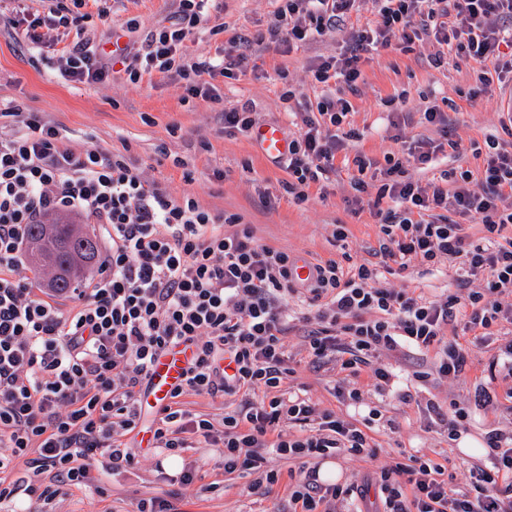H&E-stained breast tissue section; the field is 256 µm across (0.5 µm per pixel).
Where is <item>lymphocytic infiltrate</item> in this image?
<instances>
[{"instance_id":"1","label":"lymphocytic infiltrate","mask_w":512,"mask_h":512,"mask_svg":"<svg viewBox=\"0 0 512 512\" xmlns=\"http://www.w3.org/2000/svg\"><path fill=\"white\" fill-rule=\"evenodd\" d=\"M83 0H51L48 15L24 16L25 37L40 47L41 29L53 23L73 30L63 55L48 67L69 82H107L111 62H120L131 83L158 72L176 74L189 94L212 97L203 75L233 78L247 71L254 40L233 32L221 62L194 61L186 48L208 20L209 0H179L166 26L148 31L139 47L112 53L84 36ZM361 0H280L266 40L287 47L345 26ZM375 17L353 31L340 56L311 67L315 83L334 87L336 97L306 104L302 124L288 137L281 163L282 186L295 201L311 186L326 190L336 155L360 140L344 129L366 54L432 40L430 62L440 68L456 56L477 64L482 85L512 72V0H373ZM9 130L0 129V502L17 492L34 498L37 512L67 490L87 485L91 464L104 459L121 472L135 463L125 441L140 421L139 396L150 366L166 348L186 346L191 358L184 381L156 413L154 445L174 454L201 444L224 451L225 473L248 476L250 492L283 482L266 468L265 452L288 460L329 453L375 459L366 429L319 409L291 374L284 339L291 329L288 299L306 304L311 325L305 350L310 365L341 374L337 398L360 402L357 386L370 370L378 394L395 389L384 353L433 354L439 378L458 377L470 348L448 340L459 324L474 339L512 325V141L489 139L480 175L460 171L426 184L410 167L433 164L438 155L459 154L448 137V117L423 113L437 138L414 141L385 156L383 167L355 152L352 206H361L366 173L377 170L372 202L379 219L374 262L340 259L313 263L307 279L292 275L297 259L283 248L260 243L253 225L236 214L211 211L191 196H172L120 153L75 152L58 126L36 112L15 111ZM62 212L83 214L99 224L105 247L101 273L76 292L70 309L37 296L20 276L25 229ZM480 221L472 240L466 224ZM430 267L449 264L460 276L455 292L429 300L406 288L383 285L390 264ZM188 395L225 399L215 418L185 409ZM487 464L472 466L468 486L455 489L444 468L425 455L378 466L344 485L319 483L317 469L300 470L288 484V512H362L376 489L379 512H512V435L489 433ZM27 470L14 476L18 460Z\"/></svg>"}]
</instances>
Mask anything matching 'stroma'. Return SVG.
<instances>
[{"mask_svg":"<svg viewBox=\"0 0 512 512\" xmlns=\"http://www.w3.org/2000/svg\"><path fill=\"white\" fill-rule=\"evenodd\" d=\"M40 0H0V110L17 107L38 112L65 128L75 152L96 148L118 150L129 145L132 158L141 170L158 180L176 197L190 193L209 209L240 214L253 224L261 243L284 248L314 262L340 258L332 231L335 225L350 230L349 252L353 261L369 258L376 246L379 226L370 210L352 212L348 203L353 191L347 171H340L327 197L311 188L307 202L297 203L283 191L284 171L266 155L253 136L227 134L221 113L225 107L252 101L263 123L283 131L294 130L301 117L297 102L282 97L285 85H292L305 99H322L321 86L312 84L310 68L319 59L339 55L350 36L342 28L319 36L310 44L294 49L271 45L253 54L245 76L211 78L214 100L204 101L187 93L185 83L173 74H153L139 83L118 77L101 85L64 81L44 64V56H58L70 43L62 29L51 30L41 50L29 49L16 24L24 12L39 9ZM277 0H216L205 26L189 44L193 59L223 56L228 32L246 29L257 34L274 18ZM176 0H85L80 11L86 14V35L93 42L108 41L112 33H127L129 27L145 32L167 25L177 9ZM435 48L418 41L410 50L398 43L380 49L362 66L359 91L350 96L347 116L362 134L358 149L376 161L398 151L402 142L435 137L433 127L423 123L421 114L434 107L448 115L450 136L461 144V154L448 158L435 169H411L413 179L427 182L442 170L466 168L479 172L482 161L474 157V147H485L488 137L512 139L503 129L500 113L504 99L512 94V82L481 87L476 65L453 58L447 67L432 68L428 59ZM408 113L401 128H392L391 109ZM269 191L272 207L258 200V189ZM456 270L441 267L429 270L414 265L386 277L389 286L409 288L435 300L453 290ZM506 336H494L477 344L465 373L448 381H418L414 375L430 369L432 356L402 358L380 355L395 374L398 385H413L416 399L404 403L389 395H379L369 374L358 385L363 391L360 404L339 403L333 394L337 373L311 371L305 360L302 338L291 331L287 338L290 365L294 372L288 383L305 387L319 408L335 410L345 419H362L370 408H378L382 418L373 434L382 451L379 463L390 462L391 448L417 450L444 464L453 485L464 486L471 466L483 463V456L464 453L459 442L421 408L423 401L436 398L465 407L469 413L467 438L484 442L494 429L512 431V401L481 408L474 404L477 387L487 384L490 365L496 360ZM132 470L113 473L102 463L91 469L93 482L87 488L69 490L58 501L55 512H134L139 499L159 496L173 502L178 512H283L288 506V485H275L268 493L251 494L247 480L224 471V457L218 448H188L175 458V467L156 466L154 449L139 447ZM200 466V476L183 485L178 477L187 465Z\"/></svg>","mask_w":512,"mask_h":512,"instance_id":"35a3bbf8","label":"stroma"}]
</instances>
